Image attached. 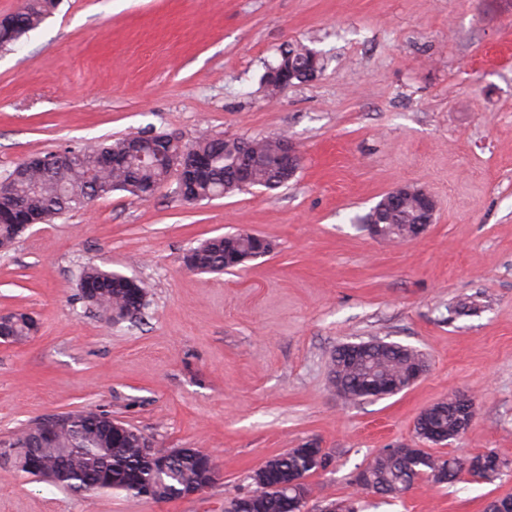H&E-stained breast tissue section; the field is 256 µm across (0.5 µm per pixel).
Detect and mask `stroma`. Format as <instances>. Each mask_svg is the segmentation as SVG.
<instances>
[{"mask_svg": "<svg viewBox=\"0 0 512 512\" xmlns=\"http://www.w3.org/2000/svg\"><path fill=\"white\" fill-rule=\"evenodd\" d=\"M320 52L312 80L266 96L287 44ZM147 132L281 136L294 179L188 203L168 182L32 225L0 256V315L38 325L0 342V439L75 407L103 411L157 450L196 448L222 480L201 495L58 488L0 468V512H224L270 458L313 445L306 512H485L492 483L419 478L400 498L354 489L376 452L416 444L434 403L470 397L476 416L435 455L494 453L512 465V0H57L0 51V178L24 159ZM409 185L438 209L420 239H374L358 217ZM245 230L273 252L224 273L184 253ZM93 262L141 280L147 306L109 323L80 298ZM419 350L424 376L397 395L349 402L329 384L349 342ZM1 330H4L8 336L13 338L14 342H17L34 335L37 331V324L29 314L16 312L10 315V319L1 325Z\"/></svg>", "mask_w": 512, "mask_h": 512, "instance_id": "35a3bbf8", "label": "stroma"}]
</instances>
